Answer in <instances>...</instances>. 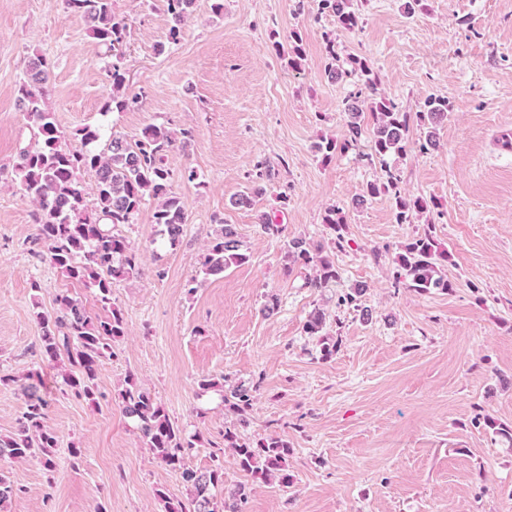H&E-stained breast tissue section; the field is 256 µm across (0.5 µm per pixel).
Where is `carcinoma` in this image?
Masks as SVG:
<instances>
[{
	"label": "carcinoma",
	"instance_id": "1",
	"mask_svg": "<svg viewBox=\"0 0 512 512\" xmlns=\"http://www.w3.org/2000/svg\"><path fill=\"white\" fill-rule=\"evenodd\" d=\"M67 12L82 16L89 25L96 44L109 58L108 77L112 93L104 102L103 111L123 110L140 102L136 94L125 93L127 64L123 46L128 26L125 19L112 10V0H64ZM167 13L173 19L168 30V40L177 43L181 36V22L187 14L191 0H164ZM354 0H321L322 9L336 17L338 26L348 32L359 25V16L353 8ZM328 74L339 78L344 74L361 73L366 76L364 95L372 119V128L360 122L362 108L358 100L347 104L348 134L344 142L328 139L318 145L322 161L358 143L365 133L371 135V150L380 162L386 158L402 156L409 136V115L400 112L388 99L378 93L377 80L372 70L359 57L348 59L349 68L340 64L335 41H327ZM288 63L299 66L304 57L302 41L298 35L288 38ZM50 74L48 61L37 56L32 59L26 79L20 87L22 110L34 135V144L21 152L17 167L22 194L37 206V239L47 246L48 261L68 278L96 291L103 306L111 307L104 319L92 318L82 302L68 294L55 297L54 313L40 312L37 319L43 329L44 356L61 368L66 386L92 404L97 401V370L102 361L114 356V346L125 335L122 313L112 306L113 281L138 273V260L127 239L118 227L132 223L135 215L148 197L161 198L163 202L155 213V223L160 235L173 244L183 233L187 223L184 203L171 191L170 171L165 165V153L173 145L170 132L152 125L142 132V137L131 143L121 136L109 133L105 151H96L89 145L101 138V130L87 126L80 130L82 148L74 149L62 142L55 114L45 106L44 97ZM448 100L430 97L424 111L416 113L423 126H436L447 116ZM83 171L95 173L94 203H87V194L80 181ZM384 195L391 201L395 217L404 224L416 213L427 209L421 198L411 199L399 187L398 176L387 171L386 178L366 184L357 202ZM325 224L334 232V244L344 240L346 215L332 209L325 217ZM288 251L295 261L312 264L316 274L309 282L311 288H328L340 278L334 261L327 255H312L306 242L295 238L288 243ZM448 249L440 246L433 236L426 233L407 243L397 256L399 270L396 282L418 292L431 288L450 290L453 283L443 274L448 264ZM237 232L225 226L209 245L202 264V273L215 276L232 265L245 262ZM325 327L322 312L309 315L303 325L309 336L321 335ZM25 411L18 421L16 431L0 436V460H23L41 457L44 467H52V450L57 438L45 428L44 420L49 406V393L42 379L23 386ZM124 414L137 422L142 438L160 462L171 467L182 466L183 459L203 436L197 432L184 434L173 423L150 390L130 377L119 392ZM253 396L246 389H237L224 397V406L245 421L251 409ZM233 450L240 468L255 480L266 482L275 477L281 484L288 483V442L276 437L260 439L255 443L243 440L235 429L224 430V446L214 449V465L205 471L184 469L182 477L190 488L185 500H174L159 493L165 512H243L249 487L238 484L224 489L222 505L214 502L212 490L224 484V449ZM14 484L0 472V512H7L13 496Z\"/></svg>",
	"mask_w": 512,
	"mask_h": 512
}]
</instances>
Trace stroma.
<instances>
[{
	"label": "stroma",
	"mask_w": 512,
	"mask_h": 512,
	"mask_svg": "<svg viewBox=\"0 0 512 512\" xmlns=\"http://www.w3.org/2000/svg\"><path fill=\"white\" fill-rule=\"evenodd\" d=\"M404 2L357 0L360 23L347 32L320 0H195L173 44L161 0H112L128 24L126 92L143 99L106 113L107 59L86 21L64 0H0V376L11 379L0 385V435L24 410L16 379L36 372L58 439L52 468L37 457L0 463L18 488L11 512H164L159 492L188 495L183 469L211 467L235 422L222 394L238 387L254 396L241 436L293 450L283 486L252 481L225 449L215 494L249 484L244 512H512V444L475 422L512 426V155L495 141L512 128V0H422L411 14ZM294 32L305 50L297 68L276 50ZM330 39L340 57L370 63L398 110L447 99L438 148L420 152L414 124L405 154L388 164L364 139L322 163L318 144L344 138V102L361 87L359 76L326 74ZM35 55L51 64L45 103L71 146L84 126L132 142L153 124L175 138L165 164L187 223L175 244L157 243L159 202L149 198L122 225L140 270L112 286L126 335L98 368L95 406L46 361L36 318L55 312L64 291L91 316L105 311L93 289L43 260L37 208L16 180L30 139L18 89ZM389 169L407 196L434 207L408 224L384 197L353 207ZM244 194L250 204L237 205ZM335 206L348 220L340 249L323 222ZM264 216L280 234L261 231ZM226 224L248 259L204 276L206 248ZM428 230L451 254L453 289L396 287L395 256ZM295 238L334 256L335 285L308 287L313 268L286 256ZM357 285L366 319L338 302ZM272 296L278 306L263 315ZM318 308L336 341L327 360L303 332ZM130 376L185 434L202 432L183 468L154 458L123 413L117 393ZM205 377L223 378V391H202Z\"/></svg>",
	"instance_id": "35a3bbf8"
}]
</instances>
